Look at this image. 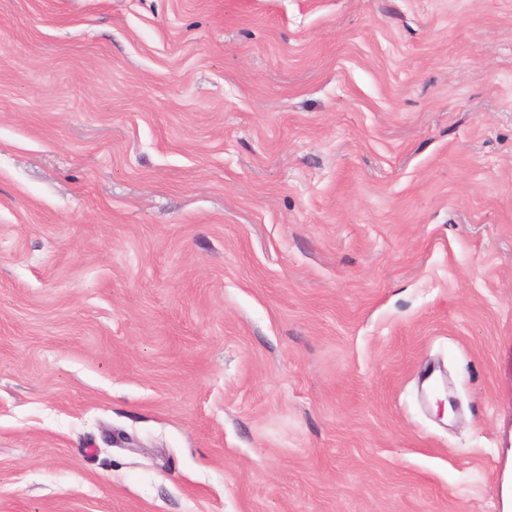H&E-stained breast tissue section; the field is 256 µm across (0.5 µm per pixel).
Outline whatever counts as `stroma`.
Returning a JSON list of instances; mask_svg holds the SVG:
<instances>
[{"mask_svg": "<svg viewBox=\"0 0 512 512\" xmlns=\"http://www.w3.org/2000/svg\"><path fill=\"white\" fill-rule=\"evenodd\" d=\"M512 0H0V512H504Z\"/></svg>", "mask_w": 512, "mask_h": 512, "instance_id": "stroma-1", "label": "stroma"}]
</instances>
